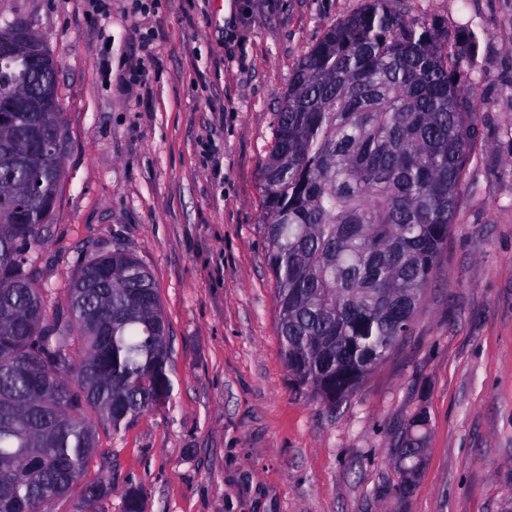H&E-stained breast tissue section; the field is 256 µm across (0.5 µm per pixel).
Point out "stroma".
Returning a JSON list of instances; mask_svg holds the SVG:
<instances>
[{"mask_svg":"<svg viewBox=\"0 0 512 512\" xmlns=\"http://www.w3.org/2000/svg\"><path fill=\"white\" fill-rule=\"evenodd\" d=\"M0 0L59 60L61 191L36 266L63 289L123 249L151 273L173 392L98 425L99 512H512V0H394L449 43L468 37L477 138L457 222L409 336L356 396L296 392L261 229L263 160L291 75L365 0ZM153 57L143 60L140 34ZM424 456L409 494L389 450Z\"/></svg>","mask_w":512,"mask_h":512,"instance_id":"stroma-1","label":"stroma"}]
</instances>
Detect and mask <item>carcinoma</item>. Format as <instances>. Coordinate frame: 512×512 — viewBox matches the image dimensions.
Segmentation results:
<instances>
[{
  "label": "carcinoma",
  "instance_id": "1",
  "mask_svg": "<svg viewBox=\"0 0 512 512\" xmlns=\"http://www.w3.org/2000/svg\"><path fill=\"white\" fill-rule=\"evenodd\" d=\"M429 24L368 0L297 65L275 117L261 201L281 352L298 392L334 406L356 393L414 323L456 223L476 137V88ZM12 117L0 158L26 155ZM0 190V512H53L85 480L94 414L113 430L165 403L170 348L151 273L115 250L87 259L50 308L27 223L7 219L28 183L60 191L62 166L14 165Z\"/></svg>",
  "mask_w": 512,
  "mask_h": 512
}]
</instances>
